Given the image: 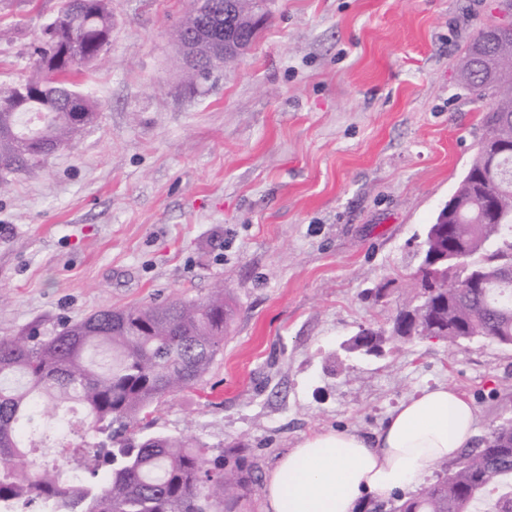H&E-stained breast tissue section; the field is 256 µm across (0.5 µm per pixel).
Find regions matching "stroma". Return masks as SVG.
Here are the masks:
<instances>
[{
  "mask_svg": "<svg viewBox=\"0 0 512 512\" xmlns=\"http://www.w3.org/2000/svg\"><path fill=\"white\" fill-rule=\"evenodd\" d=\"M60 4L0 0V83L33 73ZM191 7L112 0V42L80 84L97 125L0 194V338L224 284L223 353L151 429L212 461L242 442L263 471L305 435L373 433L438 383L473 401L477 436L512 418V346L342 350L413 296L418 244L482 137L487 103L459 66L500 0H269L252 48L205 80L175 38Z\"/></svg>",
  "mask_w": 512,
  "mask_h": 512,
  "instance_id": "35a3bbf8",
  "label": "stroma"
}]
</instances>
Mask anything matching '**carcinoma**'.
<instances>
[{
    "label": "carcinoma",
    "instance_id": "carcinoma-1",
    "mask_svg": "<svg viewBox=\"0 0 512 512\" xmlns=\"http://www.w3.org/2000/svg\"><path fill=\"white\" fill-rule=\"evenodd\" d=\"M59 39L82 34L87 55L102 53L104 34H112V0H63L55 21L42 33L37 56ZM507 64L473 83L471 91L490 100L482 113L484 137L454 191L456 207L436 216L429 247L466 256L477 277L454 288L430 291L426 277L416 280V304L395 316L390 329L370 327L387 345L411 337L390 335L399 325L424 319L447 342L481 337L512 343V41L501 49ZM81 64L37 70L33 79L55 91L59 105L32 125L29 112L15 111L14 86L0 84V190L18 173L35 175L43 167L40 144L61 149L98 120V105L86 97L82 117L65 111L77 92L73 77ZM504 144L499 169L487 167L488 148ZM496 204L498 221L485 201ZM236 309L224 285L208 296L163 304L103 308L64 326L53 336L22 332L0 339V512H250L259 470L248 448L235 443L224 461L208 466L203 446L181 437L143 433L145 420L162 398L203 379L224 348ZM81 414L82 435L96 451L70 449L73 467L53 460L32 467L36 435L47 429L73 431ZM108 482L96 481L101 466ZM442 474L391 512H512V422L498 425L477 446L464 451L453 470Z\"/></svg>",
    "mask_w": 512,
    "mask_h": 512
}]
</instances>
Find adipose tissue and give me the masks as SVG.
Listing matches in <instances>:
<instances>
[{
  "label": "adipose tissue",
  "mask_w": 512,
  "mask_h": 512,
  "mask_svg": "<svg viewBox=\"0 0 512 512\" xmlns=\"http://www.w3.org/2000/svg\"><path fill=\"white\" fill-rule=\"evenodd\" d=\"M476 422L472 402L439 384L399 404L372 436L344 429L307 436L265 475L263 512H360L455 459L471 445Z\"/></svg>",
  "instance_id": "1"
}]
</instances>
